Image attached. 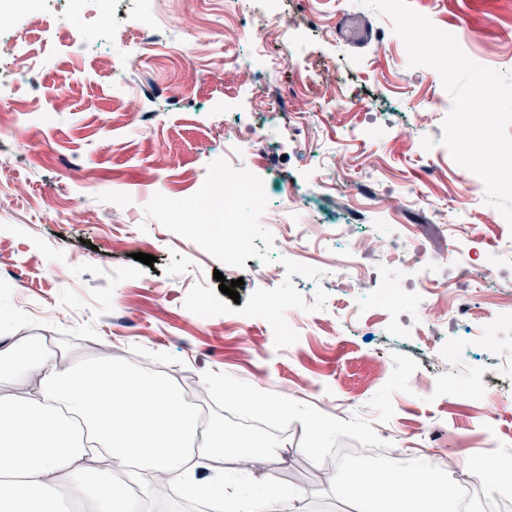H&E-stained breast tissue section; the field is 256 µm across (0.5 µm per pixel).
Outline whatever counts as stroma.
Segmentation results:
<instances>
[{"mask_svg": "<svg viewBox=\"0 0 512 512\" xmlns=\"http://www.w3.org/2000/svg\"><path fill=\"white\" fill-rule=\"evenodd\" d=\"M225 0H112L118 37L101 40L97 8L49 0L42 26L22 41L36 61V79L0 92V336H49L65 361L93 358L100 341L148 357L175 385L210 378L205 403L235 430L226 411L228 387L258 389L294 403L257 441L281 442L256 475L271 474L287 493L304 495L308 512H354L357 495L312 478L304 455L311 418L334 432L325 449L352 448L355 464L418 465L450 456L453 482L488 457L512 465V323L493 349L462 343L477 321L462 306L440 309V297L413 290L415 316L402 334L373 309L357 330L336 333L364 297L367 278L343 281L335 262L308 265L288 253V224L253 222L247 249L224 239V187L208 202L200 237L181 228L159 200L195 206L198 188L224 159V134L250 137L266 129V104L288 102L271 145L238 164L265 179L272 203L295 194L309 203L311 223L358 213L369 271L388 267L408 243L428 254H454L462 270L480 266L499 229L485 195L453 206L472 172L441 144L452 99L437 71L412 68L392 21L360 0H283L289 43L275 69L232 70L224 61L236 33L261 34L265 0H242L233 21ZM417 13L457 36L475 63L512 74V0H409ZM163 16L153 44L137 46L134 29L147 9ZM207 40L215 50L192 60L183 47ZM349 100L347 111L331 101ZM415 101L427 109L414 112ZM333 164L346 178H321ZM420 190L423 202L408 195ZM85 215L68 220L70 209ZM377 224H397L390 250L372 239ZM153 255V265L135 253ZM67 267L66 278L54 275ZM241 280L239 300L219 289ZM289 295L303 307L305 330L280 340L261 320H244L257 296ZM461 344L457 360L447 343ZM485 384L495 397L479 404L464 382Z\"/></svg>", "mask_w": 512, "mask_h": 512, "instance_id": "35a3bbf8", "label": "stroma"}]
</instances>
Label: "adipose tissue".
I'll return each instance as SVG.
<instances>
[{
    "instance_id": "ef3b65f1",
    "label": "adipose tissue",
    "mask_w": 512,
    "mask_h": 512,
    "mask_svg": "<svg viewBox=\"0 0 512 512\" xmlns=\"http://www.w3.org/2000/svg\"><path fill=\"white\" fill-rule=\"evenodd\" d=\"M0 512H55L59 498L83 512H152L163 487L210 512H304L302 495L272 481L239 494L201 480L197 467L231 458L251 474L261 454L248 436L203 417L156 370L102 355L74 366L44 340L0 343ZM451 464L429 459L407 473L342 466L336 486L360 492V512H459L448 495Z\"/></svg>"
}]
</instances>
